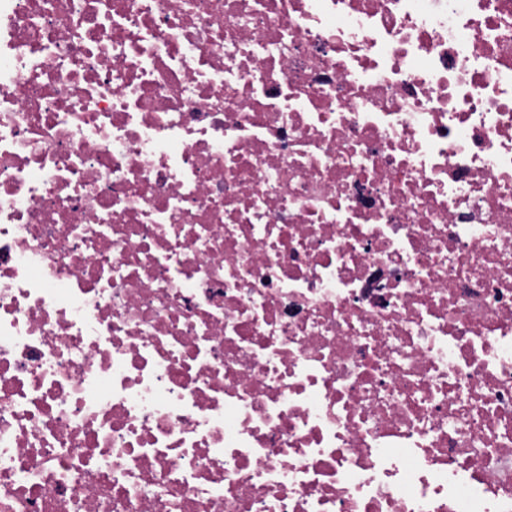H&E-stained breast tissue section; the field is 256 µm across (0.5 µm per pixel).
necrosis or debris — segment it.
<instances>
[{
    "instance_id": "4bbe7bcc",
    "label": "necrosis or debris",
    "mask_w": 512,
    "mask_h": 512,
    "mask_svg": "<svg viewBox=\"0 0 512 512\" xmlns=\"http://www.w3.org/2000/svg\"><path fill=\"white\" fill-rule=\"evenodd\" d=\"M0 512H512V0H0Z\"/></svg>"
}]
</instances>
